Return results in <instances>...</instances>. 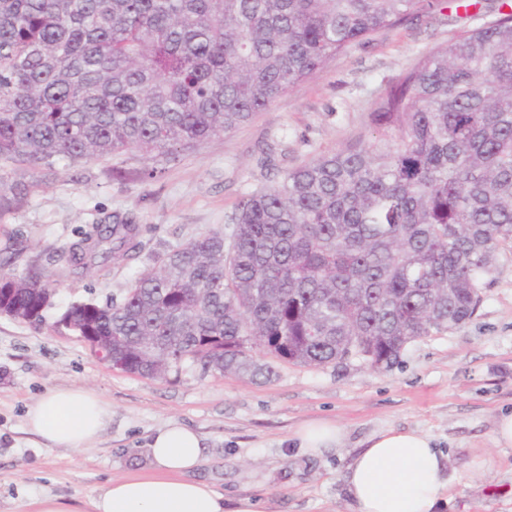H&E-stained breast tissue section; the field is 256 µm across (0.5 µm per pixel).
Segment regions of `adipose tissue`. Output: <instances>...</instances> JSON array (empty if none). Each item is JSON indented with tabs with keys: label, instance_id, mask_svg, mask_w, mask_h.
I'll list each match as a JSON object with an SVG mask.
<instances>
[{
	"label": "adipose tissue",
	"instance_id": "obj_1",
	"mask_svg": "<svg viewBox=\"0 0 512 512\" xmlns=\"http://www.w3.org/2000/svg\"><path fill=\"white\" fill-rule=\"evenodd\" d=\"M109 405L88 388H56L27 412L29 430L58 448L93 443L109 422ZM150 467L112 479L90 500L89 512H263L251 498L228 499L192 479L205 460L201 435L172 422L148 441ZM352 512H441L452 480L432 438L389 428L371 436L346 468Z\"/></svg>",
	"mask_w": 512,
	"mask_h": 512
}]
</instances>
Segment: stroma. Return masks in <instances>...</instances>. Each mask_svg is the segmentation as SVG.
Segmentation results:
<instances>
[{
    "instance_id": "1",
    "label": "stroma",
    "mask_w": 512,
    "mask_h": 512,
    "mask_svg": "<svg viewBox=\"0 0 512 512\" xmlns=\"http://www.w3.org/2000/svg\"><path fill=\"white\" fill-rule=\"evenodd\" d=\"M446 8L373 34L287 91L249 123L177 158L135 151L40 170L28 196L0 215V267L38 268L55 288L45 325L0 317V512H32L60 496L86 507L110 479L149 466L146 444L178 421L204 438L194 479L226 498H260L267 512H350L344 474L366 440L388 428L430 435L448 459L445 512H512V447L493 442L496 419L512 412V245L504 246L466 323L407 347L398 366L374 371L351 361L280 364L273 378L202 373L190 366L163 378L112 368L74 335L53 330L68 305L121 297L155 254L223 228L239 199L301 164L370 134V112L392 80L456 32ZM272 155V168L259 160ZM154 177H144L145 168ZM140 226L137 258L73 276L49 255L113 214ZM90 388L112 409L89 447L49 448L26 429V412L47 390ZM334 420L339 447L313 455L294 429Z\"/></svg>"
}]
</instances>
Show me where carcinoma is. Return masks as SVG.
<instances>
[{"instance_id":"carcinoma-1","label":"carcinoma","mask_w":512,"mask_h":512,"mask_svg":"<svg viewBox=\"0 0 512 512\" xmlns=\"http://www.w3.org/2000/svg\"><path fill=\"white\" fill-rule=\"evenodd\" d=\"M444 0H0V212L6 166L137 151L175 156L230 132L369 36ZM511 11L505 12L503 8ZM463 27L375 103L378 135L243 196L223 229L155 257L120 299L74 302L121 371L187 363L266 379L281 362L377 371L471 319L512 245V3ZM138 225L94 224L57 254L74 273L139 252ZM46 322L52 284L0 269Z\"/></svg>"}]
</instances>
